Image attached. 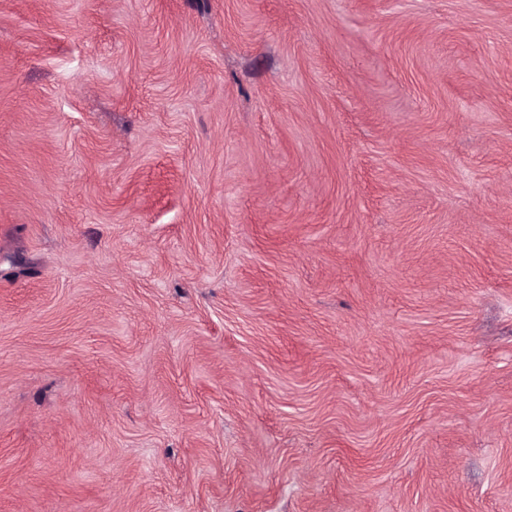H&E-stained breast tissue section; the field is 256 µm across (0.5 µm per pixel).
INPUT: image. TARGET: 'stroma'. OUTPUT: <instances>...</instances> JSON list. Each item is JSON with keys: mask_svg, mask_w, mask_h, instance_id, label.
I'll list each match as a JSON object with an SVG mask.
<instances>
[{"mask_svg": "<svg viewBox=\"0 0 512 512\" xmlns=\"http://www.w3.org/2000/svg\"><path fill=\"white\" fill-rule=\"evenodd\" d=\"M0 512H512V0H0Z\"/></svg>", "mask_w": 512, "mask_h": 512, "instance_id": "obj_1", "label": "stroma"}]
</instances>
